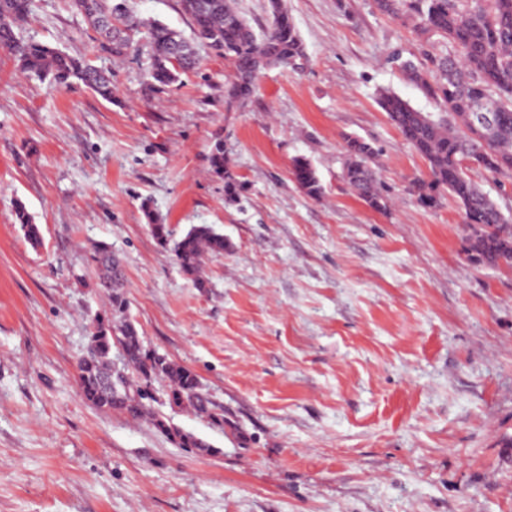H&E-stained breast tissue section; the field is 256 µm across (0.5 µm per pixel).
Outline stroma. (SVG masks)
I'll list each match as a JSON object with an SVG mask.
<instances>
[{"label": "stroma", "instance_id": "stroma-1", "mask_svg": "<svg viewBox=\"0 0 512 512\" xmlns=\"http://www.w3.org/2000/svg\"><path fill=\"white\" fill-rule=\"evenodd\" d=\"M284 3L304 65L263 70L242 107L225 106L231 67L212 50L151 89L148 45L99 51L68 0H33L19 35L110 75L112 100L26 76L0 50V512H512V268L468 260L452 199L409 194L426 163L377 100L388 89L435 111L390 57L424 66L449 45L374 0ZM127 4L192 34L179 0ZM348 135L377 149L388 212L342 181ZM218 138L243 184L232 202L211 168ZM298 156L321 198L294 181ZM149 211L177 237L223 233L206 287ZM98 242L122 260L146 343L223 408L222 428L160 408L210 451L84 400Z\"/></svg>", "mask_w": 512, "mask_h": 512}]
</instances>
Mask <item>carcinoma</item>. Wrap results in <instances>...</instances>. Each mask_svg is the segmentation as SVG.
<instances>
[{"instance_id":"obj_1","label":"carcinoma","mask_w":512,"mask_h":512,"mask_svg":"<svg viewBox=\"0 0 512 512\" xmlns=\"http://www.w3.org/2000/svg\"><path fill=\"white\" fill-rule=\"evenodd\" d=\"M101 35L99 47L122 57L145 37L151 52V86H171L196 69L198 58L192 42L161 22L146 23L127 8V0H70ZM193 26L194 40L224 57L231 73L224 84V103L242 106L253 96L258 74L272 66L295 69L305 57V47L283 0H268L265 23L252 25L237 7V0H180ZM376 7L394 17L415 21L424 33L448 40L452 51L429 58L419 68L399 54L392 61L407 73L438 111L424 113L399 95L384 91L378 102L392 125L426 162L428 176L411 183L419 204L432 208L449 196L460 206L467 224L465 253L479 267H512V219L474 182L470 171L482 168L495 175L512 176V0H375ZM32 0H0V48L14 55L20 70L30 77L50 79L58 85L79 83L106 101L112 100V78L89 64L48 45L25 42L17 30L31 14ZM484 106L495 113L490 128L474 127L473 112ZM377 150L361 137H345L342 179L370 208L385 211L388 197L374 166ZM211 163L224 177L227 199L234 200L241 185L229 168L224 143L215 142ZM291 173L298 186L312 198L322 195V185L311 163L292 161ZM31 245L41 244V233L21 203L15 207ZM154 237L171 245L181 273L198 288L205 260L229 248L224 235L209 224H193L180 238H172L166 224L149 223ZM91 260L108 305L90 321L91 353L78 365L80 391L91 405L116 410L132 418L151 416L157 432L180 448L209 449L210 444L185 432L166 417L151 411L157 401L156 382L167 383L165 401L224 425V410L204 392L198 374L174 363L166 355L144 345L125 297L120 258L106 243L93 247ZM119 348L127 375L112 372V348Z\"/></svg>"}]
</instances>
